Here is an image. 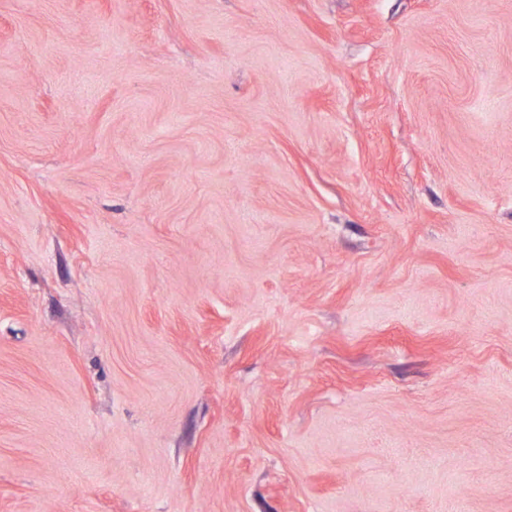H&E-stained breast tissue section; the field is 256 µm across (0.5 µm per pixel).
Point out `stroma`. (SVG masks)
Returning a JSON list of instances; mask_svg holds the SVG:
<instances>
[{
	"mask_svg": "<svg viewBox=\"0 0 512 512\" xmlns=\"http://www.w3.org/2000/svg\"><path fill=\"white\" fill-rule=\"evenodd\" d=\"M0 512H512V0H0Z\"/></svg>",
	"mask_w": 512,
	"mask_h": 512,
	"instance_id": "1",
	"label": "stroma"
}]
</instances>
